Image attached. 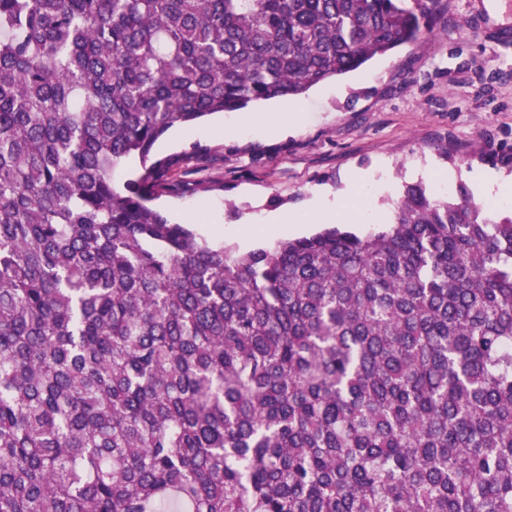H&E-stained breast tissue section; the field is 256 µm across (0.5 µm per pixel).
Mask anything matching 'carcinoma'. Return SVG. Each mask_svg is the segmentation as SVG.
Returning a JSON list of instances; mask_svg holds the SVG:
<instances>
[{"instance_id": "obj_1", "label": "carcinoma", "mask_w": 512, "mask_h": 512, "mask_svg": "<svg viewBox=\"0 0 512 512\" xmlns=\"http://www.w3.org/2000/svg\"><path fill=\"white\" fill-rule=\"evenodd\" d=\"M436 2L0 0V512H512V210L235 254L150 205L171 127Z\"/></svg>"}]
</instances>
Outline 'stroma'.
<instances>
[{
    "instance_id": "35a3bbf8",
    "label": "stroma",
    "mask_w": 512,
    "mask_h": 512,
    "mask_svg": "<svg viewBox=\"0 0 512 512\" xmlns=\"http://www.w3.org/2000/svg\"><path fill=\"white\" fill-rule=\"evenodd\" d=\"M289 105L304 120L287 136L267 131L276 100L209 116L187 126L180 143L168 132L152 151L167 164L154 206L204 240L220 227L221 245L235 253L241 225L269 212L297 222L253 248L320 231L303 220L317 191L367 198L369 220L348 226L359 235L389 223L408 184L451 199L464 188L491 206L473 175L512 179V0H440L417 41ZM216 126L224 136H210Z\"/></svg>"
}]
</instances>
